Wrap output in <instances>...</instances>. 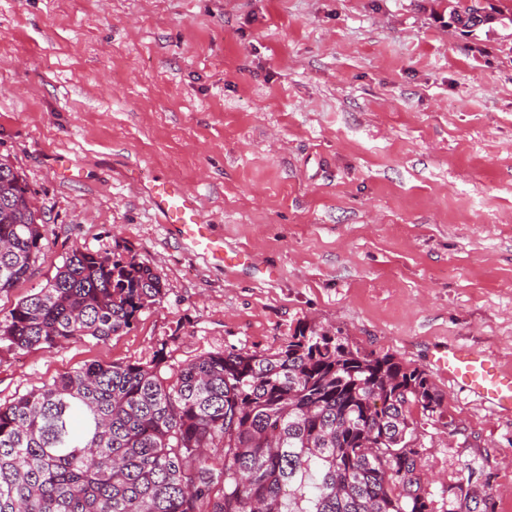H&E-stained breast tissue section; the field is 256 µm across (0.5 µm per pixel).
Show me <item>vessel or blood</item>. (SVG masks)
<instances>
[{"mask_svg":"<svg viewBox=\"0 0 512 512\" xmlns=\"http://www.w3.org/2000/svg\"><path fill=\"white\" fill-rule=\"evenodd\" d=\"M144 191L163 223L173 225L186 249L204 259L230 265L234 256L211 233L198 199L175 181L150 180ZM433 364L438 373L473 393L488 408L512 412V373L504 371L496 359L466 345L437 350Z\"/></svg>","mask_w":512,"mask_h":512,"instance_id":"vessel-or-blood-1","label":"vessel or blood"}]
</instances>
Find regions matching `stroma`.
I'll list each match as a JSON object with an SVG mask.
<instances>
[{
	"label": "stroma",
	"instance_id": "1",
	"mask_svg": "<svg viewBox=\"0 0 512 512\" xmlns=\"http://www.w3.org/2000/svg\"><path fill=\"white\" fill-rule=\"evenodd\" d=\"M0 160L44 221L0 317L76 247L149 263L165 288L108 340L0 349V403L91 362L338 331L434 383L435 508L473 466L512 512V415L431 363L464 344L512 371V25L462 32L448 0H0ZM151 178L197 194L246 263L189 253L141 194Z\"/></svg>",
	"mask_w": 512,
	"mask_h": 512
}]
</instances>
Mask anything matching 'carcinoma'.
<instances>
[{
	"label": "carcinoma",
	"mask_w": 512,
	"mask_h": 512,
	"mask_svg": "<svg viewBox=\"0 0 512 512\" xmlns=\"http://www.w3.org/2000/svg\"><path fill=\"white\" fill-rule=\"evenodd\" d=\"M27 194L0 161V293L42 252ZM163 291L149 264L76 247L0 318V348L106 341ZM164 360L85 364L0 403V512H434L416 474L441 416L424 370L304 325L272 352ZM475 477L447 512L488 505Z\"/></svg>",
	"instance_id": "obj_1"
}]
</instances>
